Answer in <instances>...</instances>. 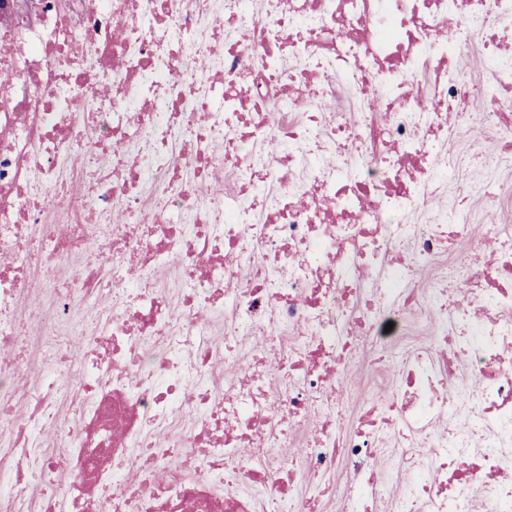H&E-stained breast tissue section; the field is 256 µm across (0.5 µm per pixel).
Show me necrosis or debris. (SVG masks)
Listing matches in <instances>:
<instances>
[{"instance_id":"4bbe7bcc","label":"necrosis or debris","mask_w":512,"mask_h":512,"mask_svg":"<svg viewBox=\"0 0 512 512\" xmlns=\"http://www.w3.org/2000/svg\"><path fill=\"white\" fill-rule=\"evenodd\" d=\"M460 2L224 0L215 24L213 0H0V512H315L340 466L344 512H371L389 445L410 461L390 512H512V225L408 221L449 129L512 122V47L485 27L512 0ZM477 37L480 113L458 68ZM475 242L497 262L433 285L431 338L403 346L417 276ZM95 244L110 264L73 267ZM76 295L112 309L78 350ZM361 348L397 361L390 396L352 377ZM355 407L371 427H338Z\"/></svg>"}]
</instances>
